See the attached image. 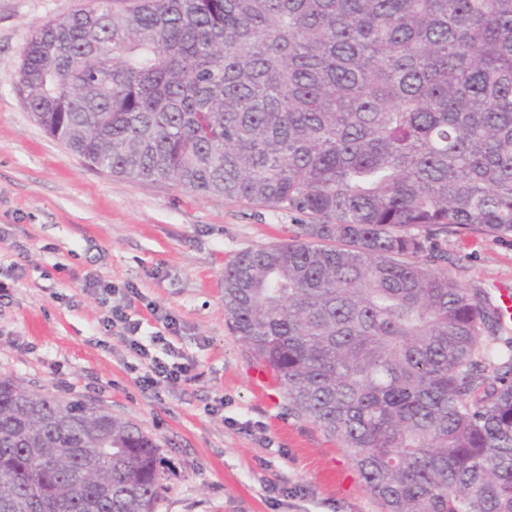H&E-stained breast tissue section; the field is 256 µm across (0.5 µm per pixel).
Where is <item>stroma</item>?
I'll return each instance as SVG.
<instances>
[{
    "mask_svg": "<svg viewBox=\"0 0 512 512\" xmlns=\"http://www.w3.org/2000/svg\"><path fill=\"white\" fill-rule=\"evenodd\" d=\"M86 0H0V377L83 400L136 423L167 462L157 512H379L341 448L288 413L284 390L224 314V266L286 242L294 214L123 180L88 167L37 125L14 91L32 29ZM456 278L492 299L512 290V241L449 236ZM90 273L139 293L131 315L161 330L146 304L173 316L172 349L193 378L143 384L147 363L104 334Z\"/></svg>",
    "mask_w": 512,
    "mask_h": 512,
    "instance_id": "35a3bbf8",
    "label": "stroma"
}]
</instances>
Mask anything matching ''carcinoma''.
Wrapping results in <instances>:
<instances>
[{"instance_id":"cac0c4a2","label":"carcinoma","mask_w":512,"mask_h":512,"mask_svg":"<svg viewBox=\"0 0 512 512\" xmlns=\"http://www.w3.org/2000/svg\"><path fill=\"white\" fill-rule=\"evenodd\" d=\"M34 121L112 176L297 216L224 313L381 512H512V330L448 270L512 239V0H91L34 28ZM159 446L0 378V512H156Z\"/></svg>"}]
</instances>
